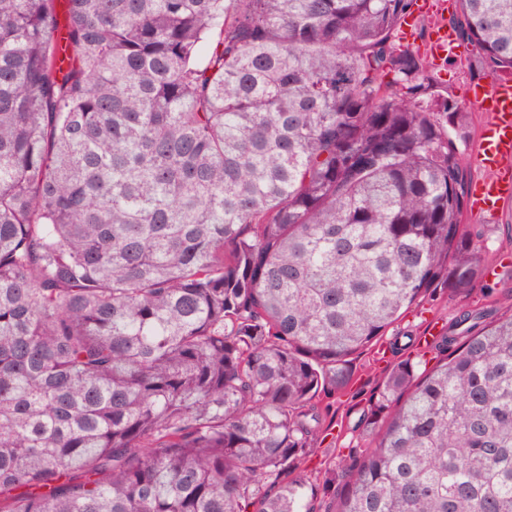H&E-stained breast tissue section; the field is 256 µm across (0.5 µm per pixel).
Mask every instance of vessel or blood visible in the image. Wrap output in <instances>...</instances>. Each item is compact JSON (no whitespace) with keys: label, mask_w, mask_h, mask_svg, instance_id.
Segmentation results:
<instances>
[{"label":"vessel or blood","mask_w":512,"mask_h":512,"mask_svg":"<svg viewBox=\"0 0 512 512\" xmlns=\"http://www.w3.org/2000/svg\"><path fill=\"white\" fill-rule=\"evenodd\" d=\"M457 46L453 32L444 24H436L427 46L432 61L445 65ZM467 101L490 116L474 155L490 176L473 186L471 208L476 215L492 219L512 201V82L491 80L472 85Z\"/></svg>","instance_id":"1"}]
</instances>
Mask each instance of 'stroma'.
Wrapping results in <instances>:
<instances>
[{
  "mask_svg": "<svg viewBox=\"0 0 512 512\" xmlns=\"http://www.w3.org/2000/svg\"><path fill=\"white\" fill-rule=\"evenodd\" d=\"M481 64L472 51L451 57L446 68H430L435 90L463 98L466 88L481 82ZM463 221L474 240L484 246L487 273L470 294L456 295L439 288L430 291L409 308L375 345L356 355L355 380L350 392L337 399L307 450L298 472L309 483H318L323 473L333 471L340 457L351 449L365 447L359 434L364 412L376 401L382 382L401 359H412L417 371L432 370L441 358L426 347V334L441 335L464 313L483 310L504 312L512 301V202L505 204L496 219L486 222L472 213Z\"/></svg>",
  "mask_w": 512,
  "mask_h": 512,
  "instance_id": "1",
  "label": "stroma"
}]
</instances>
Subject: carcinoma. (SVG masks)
<instances>
[{
  "label": "carcinoma",
  "mask_w": 512,
  "mask_h": 512,
  "mask_svg": "<svg viewBox=\"0 0 512 512\" xmlns=\"http://www.w3.org/2000/svg\"><path fill=\"white\" fill-rule=\"evenodd\" d=\"M454 2L512 73V0ZM412 6L0 0V512H512V313L292 476L352 355L484 274Z\"/></svg>",
  "instance_id": "1"
}]
</instances>
